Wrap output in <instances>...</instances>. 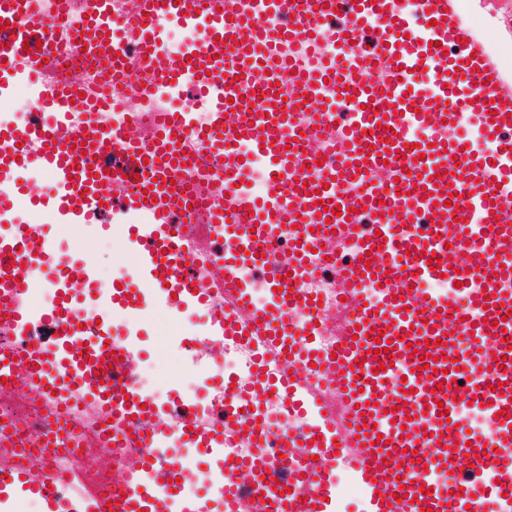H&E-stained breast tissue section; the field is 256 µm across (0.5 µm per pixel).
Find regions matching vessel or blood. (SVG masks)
<instances>
[{
  "label": "vessel or blood",
  "mask_w": 512,
  "mask_h": 512,
  "mask_svg": "<svg viewBox=\"0 0 512 512\" xmlns=\"http://www.w3.org/2000/svg\"><path fill=\"white\" fill-rule=\"evenodd\" d=\"M88 3L73 52L100 59L139 100L185 88L198 100L106 125L102 111L124 108V99L50 78L68 0L52 11L38 0H0V93L24 84L35 104L31 119L0 124V334L19 338L0 348V392L53 403L55 416L31 431L29 448L62 454L55 427L79 403L111 421L90 462L108 471L109 483L88 500L69 497L70 473L34 463L1 475L0 495L28 491L46 512H212L216 504L266 512L269 500L276 512H333L341 455L369 512H483L489 501L494 512H512V84L464 24L459 0H135L123 17L115 0ZM5 23L15 32L2 31ZM172 24L186 34L175 52L165 45ZM325 37L336 46L328 59L280 54L284 45ZM34 38L41 49L25 52ZM255 80L269 90L259 101L247 93ZM286 82L292 91L276 96ZM331 95L351 102L350 111H333ZM304 107L317 116L315 128L303 129ZM380 124L391 140H366ZM468 124L486 149L455 136ZM302 130L310 144L335 150L329 167L290 149ZM188 152L224 160L225 195L211 206L184 190ZM258 161L270 176L259 193L247 180ZM438 165L445 175L427 179ZM381 170L391 180L410 172L413 189L388 195L379 236L360 242L362 212L381 207L369 180ZM19 198L65 230L121 225L136 284L116 286L98 276L89 255L56 250L53 225L19 217ZM328 200L341 215H321ZM283 224L297 225L294 239L277 234ZM319 246L336 255L351 312L331 355L289 339L290 312L311 303L300 279ZM431 253L437 264H429ZM254 270L268 290L261 306ZM428 283L434 291L421 292ZM38 286L49 302L36 301ZM220 287L228 301L209 329L213 352L245 337L261 342V357H274L277 369L251 386L225 387L233 404L216 422L194 400L180 395L163 406L140 385L142 350L130 325L148 307L167 322L179 308L208 306ZM500 328L505 338H496ZM380 336L392 353H376ZM314 366L334 384L345 426L309 393ZM449 370L459 388L445 387ZM401 379L407 391L392 388ZM272 384L312 423L263 443L257 422L242 421L234 404ZM459 394L483 415L498 459L485 455L480 435L459 427ZM363 424L371 431L361 436ZM125 432L138 452L119 463ZM233 436L258 447L236 455ZM404 460L413 471L406 485ZM190 483L201 495H185Z\"/></svg>",
  "instance_id": "1"
}]
</instances>
